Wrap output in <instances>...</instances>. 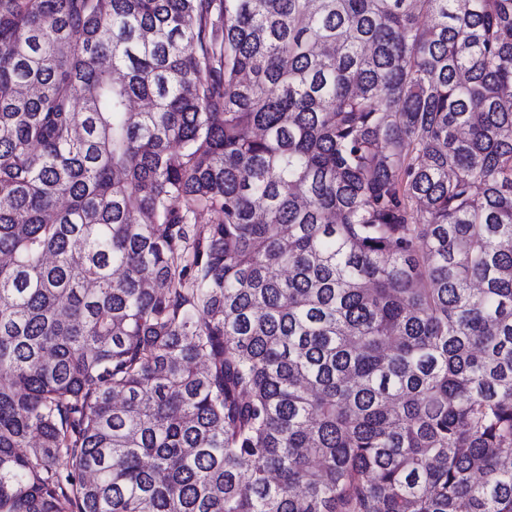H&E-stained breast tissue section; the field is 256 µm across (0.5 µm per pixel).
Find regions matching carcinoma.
<instances>
[{
  "label": "carcinoma",
  "mask_w": 512,
  "mask_h": 512,
  "mask_svg": "<svg viewBox=\"0 0 512 512\" xmlns=\"http://www.w3.org/2000/svg\"><path fill=\"white\" fill-rule=\"evenodd\" d=\"M0 256V512H512V0H0Z\"/></svg>",
  "instance_id": "1"
}]
</instances>
